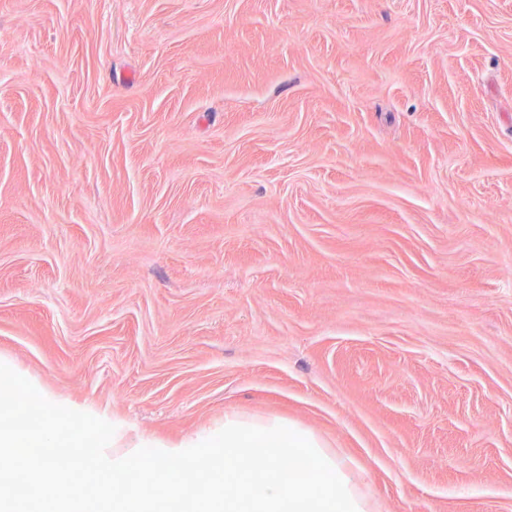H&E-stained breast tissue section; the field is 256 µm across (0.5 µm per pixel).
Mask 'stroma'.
<instances>
[{
    "label": "stroma",
    "instance_id": "1",
    "mask_svg": "<svg viewBox=\"0 0 512 512\" xmlns=\"http://www.w3.org/2000/svg\"><path fill=\"white\" fill-rule=\"evenodd\" d=\"M1 358L512 512V0H0Z\"/></svg>",
    "mask_w": 512,
    "mask_h": 512
}]
</instances>
